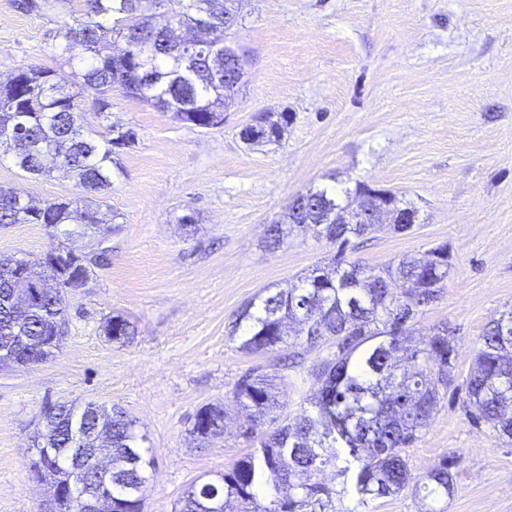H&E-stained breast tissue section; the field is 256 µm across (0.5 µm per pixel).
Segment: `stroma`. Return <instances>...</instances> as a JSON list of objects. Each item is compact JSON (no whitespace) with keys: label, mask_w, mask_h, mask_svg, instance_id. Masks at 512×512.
Masks as SVG:
<instances>
[{"label":"stroma","mask_w":512,"mask_h":512,"mask_svg":"<svg viewBox=\"0 0 512 512\" xmlns=\"http://www.w3.org/2000/svg\"><path fill=\"white\" fill-rule=\"evenodd\" d=\"M234 35L247 73L222 127L176 120L121 89L110 110L84 99L90 127L133 128L116 155L106 203L110 263L66 300L67 335L48 362L0 371V512H40L50 494L29 472L30 437L43 407L96 402L123 409L148 436L155 462L144 512H174L184 491L248 449L231 392L245 373L273 377L288 415L319 388L311 374L328 348L248 354L229 331L243 304L326 264L336 245L294 232L276 251L263 232L309 189L364 183L418 210L406 232L383 225L348 261L382 267L448 247V282L419 313L430 336L455 329L453 379L430 425L404 454L414 476L457 458L445 512H512V446L475 426L464 382L488 324L512 309V0H242ZM62 18L0 0V77L38 64L73 84L81 60L57 51ZM258 112L290 116L280 142L239 137ZM0 187L46 204L78 196L60 174L34 179L0 158ZM195 213L192 226L180 224ZM58 240L41 224L0 225V255L38 262ZM112 314L135 334L101 331ZM224 402V433L193 444L190 419ZM102 332L109 341L125 343L134 335V326L122 315L113 314L104 320Z\"/></svg>","instance_id":"35a3bbf8"}]
</instances>
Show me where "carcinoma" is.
<instances>
[{
  "mask_svg": "<svg viewBox=\"0 0 512 512\" xmlns=\"http://www.w3.org/2000/svg\"><path fill=\"white\" fill-rule=\"evenodd\" d=\"M74 0H18L27 13L51 11L70 17L63 22L58 45L62 58L88 59L79 72L76 92H64L55 71L39 65L18 70L16 82L0 83V153L11 156L24 173L39 178L50 173L46 155H61L60 169L83 189L76 198H62L42 207L0 197V224H42L58 228L78 224L90 236L118 215L105 204L112 188V156L117 136L99 139L87 127L80 100L93 99L96 112L110 109L108 92L119 87L182 122L201 129L224 125V99L246 73L241 61L224 58L228 25H236L241 0H85L84 13L73 16ZM169 23L154 22L159 10ZM288 113L258 112L240 131L241 140L270 143L282 139ZM345 208L335 189L309 191L292 204L284 221L269 224L264 243L282 247L286 229L310 230L336 246L332 267L316 268L288 289H266L238 312L230 335L238 331L240 348L264 355L329 345L334 353L315 365L320 388L310 409L290 418L280 408L273 377L249 372L235 384L232 401L242 414L241 435L253 450L224 471L193 485L176 512H369L373 500L412 487L425 506L452 495L455 461L444 456L421 477L413 476L403 449L418 440L430 424L442 395L448 393L456 357L454 331L443 325L428 340L415 337L416 315L435 302L448 281V248L438 246L436 263L414 258L374 268L345 260L355 239L372 224H338ZM21 260L0 256V293L11 287L13 266ZM37 305L15 313L24 301L15 297L0 306V346L16 336L24 343L15 357L36 364L54 357L59 345L49 327L65 311L53 288L42 289ZM108 340L127 342L134 326L121 315L102 324ZM473 423L492 428L503 443L512 441V310L486 329L475 350L466 384ZM31 436L29 469L35 478L68 488L74 482L97 491L106 484L97 456L112 458L113 512H143L148 471L154 460L140 443L136 420L124 411L88 403L81 408L59 404L41 412ZM224 404H207L190 420L189 436L200 446L224 434ZM90 448L83 470L75 471L67 448L76 436ZM334 467L340 477L352 476L356 505L339 509L346 488L321 479Z\"/></svg>",
  "mask_w": 512,
  "mask_h": 512,
  "instance_id": "1",
  "label": "carcinoma"
}]
</instances>
